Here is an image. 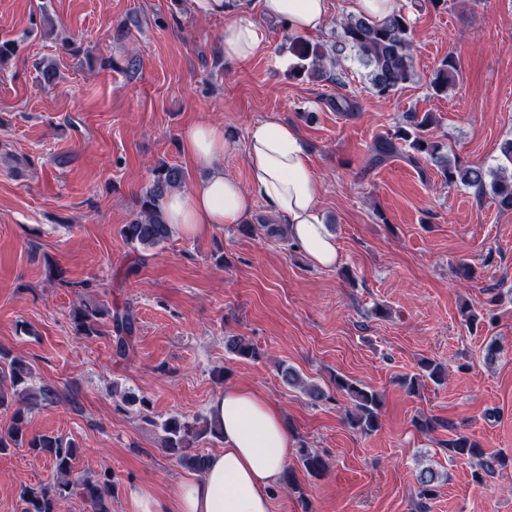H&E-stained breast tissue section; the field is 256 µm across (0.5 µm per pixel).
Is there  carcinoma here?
<instances>
[{
	"label": "carcinoma",
	"instance_id": "cac0c4a2",
	"mask_svg": "<svg viewBox=\"0 0 512 512\" xmlns=\"http://www.w3.org/2000/svg\"><path fill=\"white\" fill-rule=\"evenodd\" d=\"M338 40L329 46L306 40L292 41V50L298 58L294 70L299 73L324 74L327 70H338L336 82H341L346 61L345 52L353 51L358 60L369 70L370 91L379 98L396 92L412 80L411 19L409 13L400 7L381 22H373L362 16H349L340 23ZM458 71L453 57L442 62L430 82L434 95L444 96L454 86ZM433 124V116L411 113L404 122L387 134L377 137L371 146L370 164L378 166L387 159L401 153V147L414 152L408 156L416 161V156L424 155L439 167L444 182L449 185L461 183L478 191L485 186L492 188L497 204L504 210H512V182L507 183L494 177V173L481 167L462 168L446 153L443 146L427 135ZM491 182H486L487 177ZM185 171L177 166L161 163L153 169L152 183L139 197L135 216L122 225L120 234L134 249H154L164 245L171 235L172 227L167 223L164 202L174 190L184 188ZM113 323L117 335L116 354L124 357L129 352V343L135 332V317L131 310L115 309L83 304L70 312L74 330L90 335L96 332V324L103 318ZM224 348L232 356L242 360H256L261 356L258 347L243 336L224 337ZM282 382L303 391L311 400L325 398L324 390L317 384L305 381L292 366H279ZM32 377L31 365L22 357L0 351V410L10 413L9 424L0 430V452L10 448L28 447L35 453L49 454L55 465L56 481L38 488L26 487L20 493L22 512H58L62 499L76 493L89 505L91 512H112V480L94 478L73 470V460L77 445L62 436L27 435L29 415L53 401L55 392L49 388L34 389L28 385ZM336 391L345 394L352 402L353 409L346 412L349 424L361 433L369 434L380 425L379 393L343 375L334 378ZM156 427L162 432V447L176 461L198 472L203 471L206 455L196 452L198 444L209 436L219 437L222 431L211 419H188L172 415ZM448 447L454 455L462 458H476L477 469L472 474L473 481L482 482L483 475L490 474L495 464H504L506 459L496 456L483 459L480 444L469 436L459 434L449 441ZM299 459L305 471L318 475L326 468L324 458L310 448H299ZM439 475L430 468H424L418 476L420 512H427V501L435 496Z\"/></svg>",
	"mask_w": 512,
	"mask_h": 512
}]
</instances>
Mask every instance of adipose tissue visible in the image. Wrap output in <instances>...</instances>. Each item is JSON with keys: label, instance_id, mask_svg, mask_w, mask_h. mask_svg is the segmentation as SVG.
I'll use <instances>...</instances> for the list:
<instances>
[{"label": "adipose tissue", "instance_id": "1", "mask_svg": "<svg viewBox=\"0 0 512 512\" xmlns=\"http://www.w3.org/2000/svg\"><path fill=\"white\" fill-rule=\"evenodd\" d=\"M258 3L263 17L296 35L320 31L329 17V0ZM242 4L191 0L199 15H227L221 43L230 62L250 60L264 42L261 28L240 13ZM180 145L205 175L190 190L166 198L164 209L173 229L201 237L222 224L246 223L260 199L314 266L335 267L338 244L318 211L322 185L295 127L276 121L259 124L242 147L223 126L200 121L183 128ZM241 147L250 178L245 189L224 174L225 155ZM207 413L223 429L224 447L208 455L202 475L183 479L163 496L148 487L137 488L126 500V512H272L271 491L280 483L291 451L279 409L251 387L232 386L210 400Z\"/></svg>", "mask_w": 512, "mask_h": 512}]
</instances>
